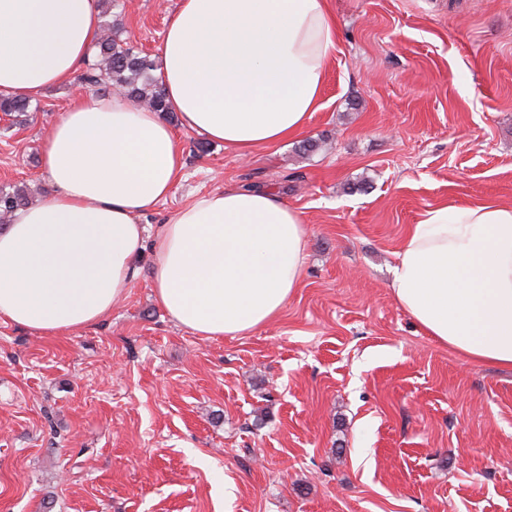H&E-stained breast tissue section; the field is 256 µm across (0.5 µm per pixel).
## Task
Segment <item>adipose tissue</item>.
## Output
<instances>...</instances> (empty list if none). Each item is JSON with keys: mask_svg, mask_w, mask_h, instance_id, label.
<instances>
[{"mask_svg": "<svg viewBox=\"0 0 512 512\" xmlns=\"http://www.w3.org/2000/svg\"><path fill=\"white\" fill-rule=\"evenodd\" d=\"M98 0H0V96L67 83L102 30ZM336 43L327 0H180L158 72L178 126L122 95L82 93L46 140L51 197L0 226V319L47 335L111 313L151 251L155 299L188 332L239 336L299 288L307 229L271 190L193 198L147 237L140 218L183 165L176 131L244 156L304 131ZM396 303L465 362L512 371V205H441L411 225Z\"/></svg>", "mask_w": 512, "mask_h": 512, "instance_id": "ef3b65f1", "label": "adipose tissue"}]
</instances>
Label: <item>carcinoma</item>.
<instances>
[{"label":"carcinoma","mask_w":512,"mask_h":512,"mask_svg":"<svg viewBox=\"0 0 512 512\" xmlns=\"http://www.w3.org/2000/svg\"><path fill=\"white\" fill-rule=\"evenodd\" d=\"M102 30L91 59L79 76L80 81L96 92H119L138 105L167 112L163 83L155 74L156 61L123 38L119 20L104 21ZM29 109L30 102L25 99H0V112L6 115ZM26 204L23 189L0 190V222L6 223L8 216Z\"/></svg>","instance_id":"obj_1"}]
</instances>
